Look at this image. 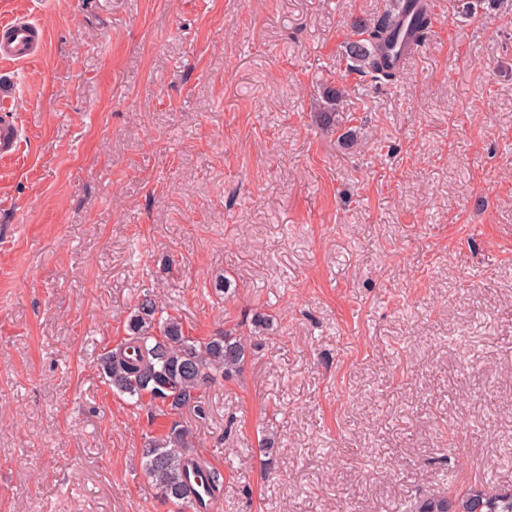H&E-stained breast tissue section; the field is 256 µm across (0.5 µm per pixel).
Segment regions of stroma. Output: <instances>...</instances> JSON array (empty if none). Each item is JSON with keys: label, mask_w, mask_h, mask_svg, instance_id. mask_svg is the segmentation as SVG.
<instances>
[{"label": "stroma", "mask_w": 512, "mask_h": 512, "mask_svg": "<svg viewBox=\"0 0 512 512\" xmlns=\"http://www.w3.org/2000/svg\"><path fill=\"white\" fill-rule=\"evenodd\" d=\"M391 2L0 0L44 34L0 63V512H176L140 467L169 419L98 366L147 291L251 346L179 417L223 512L512 487V0H438L385 86L345 45ZM321 98L319 117L323 123L329 124L331 120L334 121L335 114L342 102L343 90L340 87L327 86L324 88Z\"/></svg>", "instance_id": "1"}]
</instances>
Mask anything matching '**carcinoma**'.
Listing matches in <instances>:
<instances>
[{
    "label": "carcinoma",
    "instance_id": "cac0c4a2",
    "mask_svg": "<svg viewBox=\"0 0 512 512\" xmlns=\"http://www.w3.org/2000/svg\"><path fill=\"white\" fill-rule=\"evenodd\" d=\"M431 23L424 0H402L400 10L356 23L357 39L346 46V56L353 70L373 81L396 82L401 71L394 44L406 37L412 48L420 47ZM342 98L341 88H324L323 123L333 120ZM248 355L241 337L228 331L202 341L186 335L179 319L158 315L156 300L146 293L127 316L124 342L101 354L99 366L112 391L137 404L147 396L165 415L189 407L202 414L201 390L219 376L228 379L241 372ZM189 437L188 428L172 424L141 450V467L159 497L178 512H209L223 496L224 474L190 453ZM407 512H512V489L454 479L444 491L416 500Z\"/></svg>",
    "mask_w": 512,
    "mask_h": 512
}]
</instances>
